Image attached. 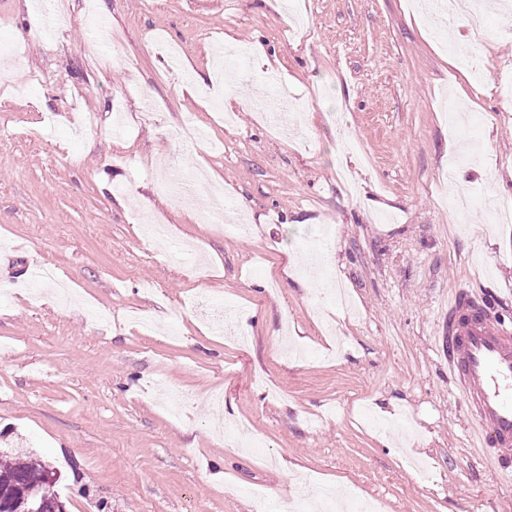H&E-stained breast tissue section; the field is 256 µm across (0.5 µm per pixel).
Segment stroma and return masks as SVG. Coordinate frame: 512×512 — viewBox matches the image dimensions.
<instances>
[{
    "label": "stroma",
    "instance_id": "stroma-1",
    "mask_svg": "<svg viewBox=\"0 0 512 512\" xmlns=\"http://www.w3.org/2000/svg\"><path fill=\"white\" fill-rule=\"evenodd\" d=\"M68 2L46 41L22 33L51 0H0V453L52 465L66 512H331L326 486L512 512L438 339L454 288L512 316V223L488 221L512 208V19L489 12L462 67L465 22L445 38L406 0ZM227 42L251 52L231 126L183 89ZM270 71L296 98L278 130L254 106ZM201 161L238 231L190 219ZM452 162L465 224L438 194Z\"/></svg>",
    "mask_w": 512,
    "mask_h": 512
}]
</instances>
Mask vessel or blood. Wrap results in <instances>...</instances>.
<instances>
[{
	"mask_svg": "<svg viewBox=\"0 0 512 512\" xmlns=\"http://www.w3.org/2000/svg\"><path fill=\"white\" fill-rule=\"evenodd\" d=\"M448 367L464 394L471 436L489 451V463L512 483V320L494 297L458 289L448 296L441 336Z\"/></svg>",
	"mask_w": 512,
	"mask_h": 512,
	"instance_id": "b4317fda",
	"label": "vessel or blood"
}]
</instances>
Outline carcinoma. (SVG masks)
Returning <instances> with one entry per match:
<instances>
[{
    "label": "carcinoma",
    "mask_w": 512,
    "mask_h": 512,
    "mask_svg": "<svg viewBox=\"0 0 512 512\" xmlns=\"http://www.w3.org/2000/svg\"><path fill=\"white\" fill-rule=\"evenodd\" d=\"M57 481L56 471L26 449L11 452L0 462V487L13 494L11 512H27L33 500L41 505L37 512H56L64 506L53 491Z\"/></svg>",
    "instance_id": "cac0c4a2"
}]
</instances>
